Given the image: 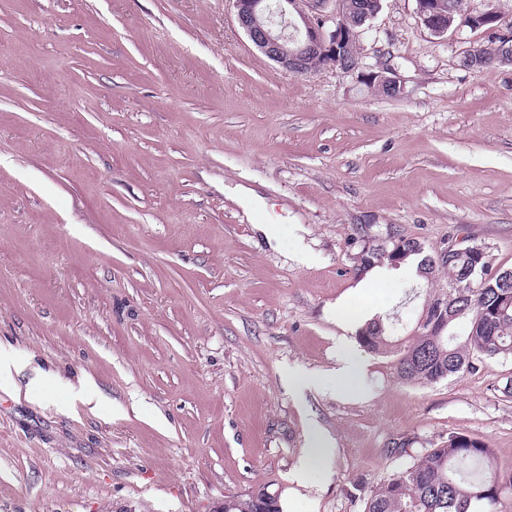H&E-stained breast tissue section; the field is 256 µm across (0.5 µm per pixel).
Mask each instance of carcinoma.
I'll return each instance as SVG.
<instances>
[{
    "label": "carcinoma",
    "instance_id": "obj_1",
    "mask_svg": "<svg viewBox=\"0 0 512 512\" xmlns=\"http://www.w3.org/2000/svg\"><path fill=\"white\" fill-rule=\"evenodd\" d=\"M404 242L408 258L417 260L426 281L436 272L448 275V287L429 295L421 317H436L448 305L450 323L442 335L425 336L428 327L416 321V335L402 341L382 319H373L358 332L361 347L393 358L397 379L406 384L430 385L478 370L482 363L512 356V283L497 273L488 275L485 248L450 253L448 261L432 267L429 253L418 251L420 242L399 230L370 246L375 267L390 265L387 253L393 239ZM512 491V473L494 467L493 451L477 439L459 432L423 449L419 460L371 490L364 512H497L500 496ZM224 512H281L277 495L261 488L244 497L224 499Z\"/></svg>",
    "mask_w": 512,
    "mask_h": 512
}]
</instances>
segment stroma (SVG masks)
<instances>
[{
	"label": "stroma",
	"mask_w": 512,
	"mask_h": 512,
	"mask_svg": "<svg viewBox=\"0 0 512 512\" xmlns=\"http://www.w3.org/2000/svg\"><path fill=\"white\" fill-rule=\"evenodd\" d=\"M490 42L382 0L361 47L403 81L390 98L285 71L233 0H0V512H222L262 487L363 512L452 431L512 472V358L399 381L356 335L408 334L427 284L357 276L350 243L458 234L512 268V64L463 65ZM314 430L334 454L303 485Z\"/></svg>",
	"instance_id": "stroma-1"
}]
</instances>
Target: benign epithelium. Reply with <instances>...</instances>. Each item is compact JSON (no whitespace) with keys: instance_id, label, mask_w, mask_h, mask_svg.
<instances>
[{"instance_id":"1","label":"benign epithelium","mask_w":512,"mask_h":512,"mask_svg":"<svg viewBox=\"0 0 512 512\" xmlns=\"http://www.w3.org/2000/svg\"><path fill=\"white\" fill-rule=\"evenodd\" d=\"M236 20L252 44L284 70L302 75L307 60L316 56L326 67H334L346 49L360 41L366 29L350 27L343 22L345 5L335 0L333 11H327L329 0H233ZM418 14L424 26L437 36H444L453 27L439 8L438 0H417ZM333 28L324 30L327 17ZM464 25L473 29L488 27L497 35L502 48L512 56V25L499 21L493 10L471 13ZM367 82L378 81L401 90V81L393 67L364 74ZM469 239L456 237L448 247L435 252L432 263L448 258V251L463 252Z\"/></svg>"}]
</instances>
